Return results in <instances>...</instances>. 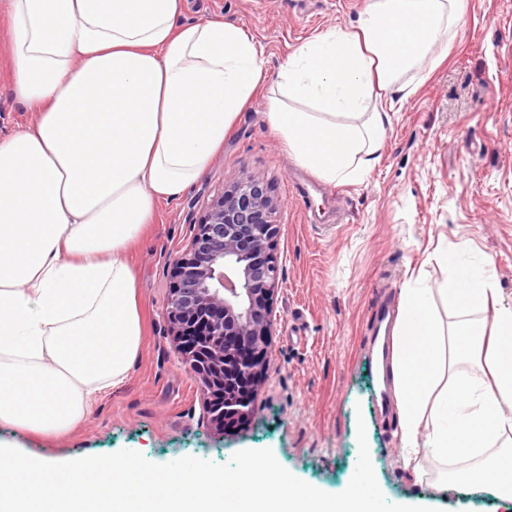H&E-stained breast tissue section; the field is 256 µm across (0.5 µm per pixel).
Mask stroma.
Returning <instances> with one entry per match:
<instances>
[{
    "instance_id": "stroma-1",
    "label": "stroma",
    "mask_w": 512,
    "mask_h": 512,
    "mask_svg": "<svg viewBox=\"0 0 512 512\" xmlns=\"http://www.w3.org/2000/svg\"><path fill=\"white\" fill-rule=\"evenodd\" d=\"M370 0H184L181 24L217 20L245 28L261 46L269 78L295 49L355 25ZM10 29L0 12V138L31 124L12 91ZM257 92L202 176L160 203L139 242L144 336L121 386L93 403L87 420L62 436L40 437L0 424V443L34 458L67 461L122 449L153 463L184 456L229 463L242 449H271L281 465L328 493L355 471L357 417H364L379 487L393 504L439 512H512L489 486L449 482L440 492L406 467L400 430L377 415L369 365L377 301L399 303L402 288L442 287L444 248L486 264L501 299L512 302V0H466V24L447 59L392 113L380 159L334 196L292 193L304 168L267 123ZM264 173L281 201L276 255L282 279L265 377L248 423L238 431L202 421L204 392L167 332L173 256L189 244L207 203L243 171ZM344 220L332 228L330 212Z\"/></svg>"
}]
</instances>
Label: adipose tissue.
Masks as SVG:
<instances>
[{
    "mask_svg": "<svg viewBox=\"0 0 512 512\" xmlns=\"http://www.w3.org/2000/svg\"><path fill=\"white\" fill-rule=\"evenodd\" d=\"M182 7L7 0L14 94L36 118L0 139V423L60 436L123 384L143 335L129 253L266 80L252 36L211 20L177 24ZM464 22V0H371L352 29L289 57L268 122L323 180L361 182L395 104ZM441 261L452 329L435 319L433 289L412 287L392 332L404 461H436L460 485L490 483L511 498L512 304L456 252Z\"/></svg>",
    "mask_w": 512,
    "mask_h": 512,
    "instance_id": "ef3b65f1",
    "label": "adipose tissue"
}]
</instances>
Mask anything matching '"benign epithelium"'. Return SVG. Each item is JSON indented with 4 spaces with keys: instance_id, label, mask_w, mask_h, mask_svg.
<instances>
[{
    "instance_id": "benign-epithelium-1",
    "label": "benign epithelium",
    "mask_w": 512,
    "mask_h": 512,
    "mask_svg": "<svg viewBox=\"0 0 512 512\" xmlns=\"http://www.w3.org/2000/svg\"><path fill=\"white\" fill-rule=\"evenodd\" d=\"M279 207L266 176L247 171L207 204L172 259L169 335L206 391L202 420L217 427L228 415H250L236 385L259 383L266 368L281 280Z\"/></svg>"
}]
</instances>
